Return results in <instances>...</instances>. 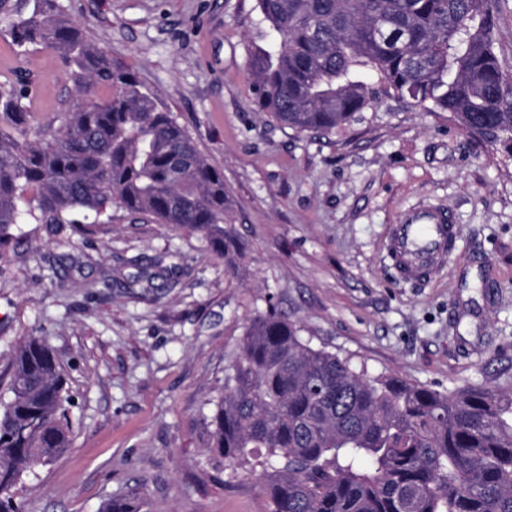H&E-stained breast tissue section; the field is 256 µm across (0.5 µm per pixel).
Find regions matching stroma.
Masks as SVG:
<instances>
[{"mask_svg":"<svg viewBox=\"0 0 512 512\" xmlns=\"http://www.w3.org/2000/svg\"><path fill=\"white\" fill-rule=\"evenodd\" d=\"M58 2L223 175L243 254L229 270L199 234L117 207L66 244L22 224L0 246V395L19 347L42 336L73 397L72 444L15 489L23 512H100L132 493L148 512H268L267 468H215L202 420L271 304L368 377L512 394V161L363 69L374 98L354 121L327 135L281 125L248 69L272 44L256 0ZM9 42L0 81L25 72L47 122L75 99L64 65ZM425 203L451 210L460 235L448 268L405 283L386 237ZM156 261L171 279L130 287Z\"/></svg>","mask_w":512,"mask_h":512,"instance_id":"35a3bbf8","label":"stroma"}]
</instances>
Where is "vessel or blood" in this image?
Segmentation results:
<instances>
[{"instance_id":"1","label":"vessel or blood","mask_w":512,"mask_h":512,"mask_svg":"<svg viewBox=\"0 0 512 512\" xmlns=\"http://www.w3.org/2000/svg\"><path fill=\"white\" fill-rule=\"evenodd\" d=\"M458 235V226L449 223L445 213L431 206L420 207L390 226L387 254L401 279L423 281L448 263Z\"/></svg>"}]
</instances>
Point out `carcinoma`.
<instances>
[{"label":"carcinoma","instance_id":"carcinoma-1","mask_svg":"<svg viewBox=\"0 0 512 512\" xmlns=\"http://www.w3.org/2000/svg\"><path fill=\"white\" fill-rule=\"evenodd\" d=\"M280 36L249 59L260 111L298 131L330 132L371 103L355 68L512 160V75L495 45L498 0H256ZM20 55L41 46L69 67L77 100L36 127L20 81L0 83V246L26 221L58 239L112 207L201 234L236 266L224 178L189 131L86 38L58 0H0ZM0 401V512L13 489L71 444V396L47 343L19 348ZM212 460H274L269 512H512V395L442 393L369 378L311 348L271 308L253 317L204 419ZM135 496L103 512H143Z\"/></svg>","mask_w":512,"mask_h":512}]
</instances>
